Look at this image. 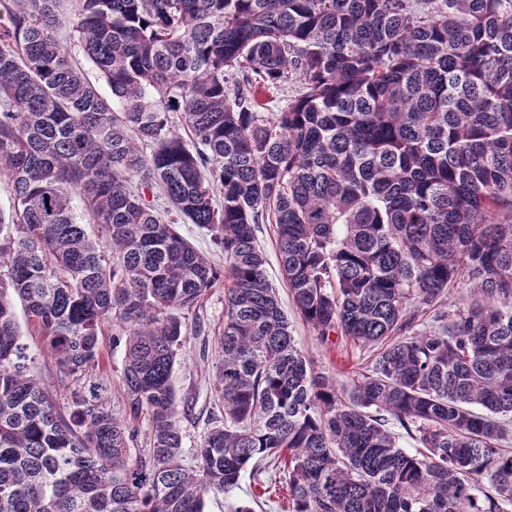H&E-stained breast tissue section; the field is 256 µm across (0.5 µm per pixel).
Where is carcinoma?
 Masks as SVG:
<instances>
[{
	"instance_id": "carcinoma-1",
	"label": "carcinoma",
	"mask_w": 512,
	"mask_h": 512,
	"mask_svg": "<svg viewBox=\"0 0 512 512\" xmlns=\"http://www.w3.org/2000/svg\"><path fill=\"white\" fill-rule=\"evenodd\" d=\"M62 2L0 0V512H251L249 469L288 476L289 512H509L512 223L491 214L512 209V0ZM265 223L302 319L375 350L346 389L295 344ZM462 279L477 298L445 309ZM219 283L216 414L188 463L172 373ZM109 333L123 419L93 382ZM180 233L189 239L200 251L208 254L213 262L218 265H224V256L217 251L211 242L210 236L201 231L195 224H179ZM24 342L28 347L27 353L35 359L34 371L36 375L53 394L57 391L60 406H64V396L61 395V380L64 379V377L60 374L55 359L48 352L43 350L40 336H24Z\"/></svg>"
}]
</instances>
